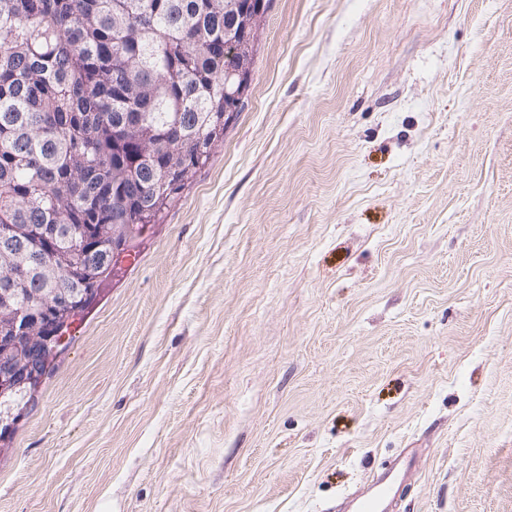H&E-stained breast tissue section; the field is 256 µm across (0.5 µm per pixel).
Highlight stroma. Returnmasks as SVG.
I'll return each instance as SVG.
<instances>
[{
    "mask_svg": "<svg viewBox=\"0 0 512 512\" xmlns=\"http://www.w3.org/2000/svg\"><path fill=\"white\" fill-rule=\"evenodd\" d=\"M512 512V0H272L224 140L0 442V512ZM417 459L408 454L398 469L381 474L356 500L354 512H384L382 504L393 493L397 485L410 477L416 470Z\"/></svg>",
    "mask_w": 512,
    "mask_h": 512,
    "instance_id": "35a3bbf8",
    "label": "stroma"
}]
</instances>
